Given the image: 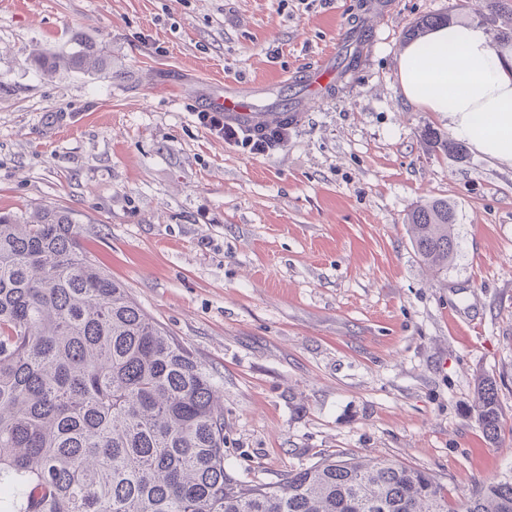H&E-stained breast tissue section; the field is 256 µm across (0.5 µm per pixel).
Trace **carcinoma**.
Here are the masks:
<instances>
[{
	"mask_svg": "<svg viewBox=\"0 0 512 512\" xmlns=\"http://www.w3.org/2000/svg\"><path fill=\"white\" fill-rule=\"evenodd\" d=\"M452 20L423 16L411 39ZM41 67H104L83 47ZM448 154L460 142L428 132ZM428 268L456 253V213L434 199L408 214ZM73 214L0 213V512H512V475L448 504L429 472L389 458H326L276 483L224 466V406L214 375L112 280L80 243ZM477 414L498 437L495 385Z\"/></svg>",
	"mask_w": 512,
	"mask_h": 512,
	"instance_id": "cac0c4a2",
	"label": "carcinoma"
}]
</instances>
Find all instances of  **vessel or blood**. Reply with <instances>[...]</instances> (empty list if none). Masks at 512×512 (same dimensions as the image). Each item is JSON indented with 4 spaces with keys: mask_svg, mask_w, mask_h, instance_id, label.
I'll return each instance as SVG.
<instances>
[{
    "mask_svg": "<svg viewBox=\"0 0 512 512\" xmlns=\"http://www.w3.org/2000/svg\"><path fill=\"white\" fill-rule=\"evenodd\" d=\"M337 71L333 56H323L316 66L305 69L298 75L306 89L313 91L314 102L324 101L335 83ZM259 88L249 84H229L223 93L207 98L205 104L224 112L226 122L238 124L251 130H269L282 126L288 117H301L302 106L297 102H284L272 108L260 107L257 103Z\"/></svg>",
    "mask_w": 512,
    "mask_h": 512,
    "instance_id": "obj_1",
    "label": "vessel or blood"
}]
</instances>
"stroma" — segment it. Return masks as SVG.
I'll return each mask as SVG.
<instances>
[{
    "label": "stroma",
    "instance_id": "1",
    "mask_svg": "<svg viewBox=\"0 0 512 512\" xmlns=\"http://www.w3.org/2000/svg\"><path fill=\"white\" fill-rule=\"evenodd\" d=\"M369 0H0V212L74 214L84 249L218 379L224 464L274 483L327 457L429 471L455 504L512 474V165L428 131L400 93L411 22L477 23L483 0H385L391 27L329 98L252 155L197 119L217 82L261 104L341 54ZM108 67L36 60L77 41ZM456 213L457 253L427 272L408 212ZM491 379L497 442L475 408ZM451 20L452 17L449 13L423 16L412 22L411 25L407 27V29L405 30V35L410 40L419 39L423 37L434 26H437L444 22H450Z\"/></svg>",
    "mask_w": 512,
    "mask_h": 512
}]
</instances>
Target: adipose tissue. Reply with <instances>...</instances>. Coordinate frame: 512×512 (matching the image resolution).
I'll return each instance as SVG.
<instances>
[{
	"label": "adipose tissue",
	"mask_w": 512,
	"mask_h": 512,
	"mask_svg": "<svg viewBox=\"0 0 512 512\" xmlns=\"http://www.w3.org/2000/svg\"><path fill=\"white\" fill-rule=\"evenodd\" d=\"M405 99L451 119L453 134L512 164V56L480 25L454 22L410 42L397 62Z\"/></svg>",
	"instance_id": "obj_1"
}]
</instances>
